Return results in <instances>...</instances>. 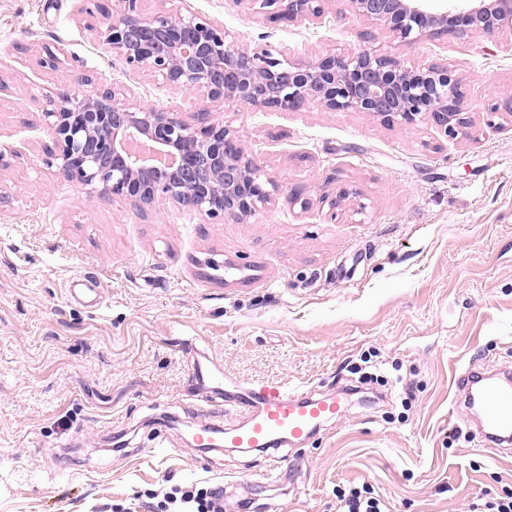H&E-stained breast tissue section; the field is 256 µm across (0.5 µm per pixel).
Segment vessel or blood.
<instances>
[{
	"label": "vessel or blood",
	"mask_w": 512,
	"mask_h": 512,
	"mask_svg": "<svg viewBox=\"0 0 512 512\" xmlns=\"http://www.w3.org/2000/svg\"><path fill=\"white\" fill-rule=\"evenodd\" d=\"M191 377L196 387L243 415L239 427L227 430L208 421L196 426L191 437L201 448L277 450L286 443L307 438L322 423L344 416L347 392L315 399L301 388L285 384L246 385L229 379L222 364L190 356ZM456 388L466 396V408H479L489 436L496 443L512 441V381H498L477 372H465Z\"/></svg>",
	"instance_id": "b4317fda"
}]
</instances>
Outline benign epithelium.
Masks as SVG:
<instances>
[{"label":"benign epithelium","mask_w":512,"mask_h":512,"mask_svg":"<svg viewBox=\"0 0 512 512\" xmlns=\"http://www.w3.org/2000/svg\"><path fill=\"white\" fill-rule=\"evenodd\" d=\"M141 0H120L112 13L104 0H85L82 11L105 18L98 37L125 66L163 88L197 93L210 101L249 109L298 112L316 105L329 112H365L413 128L429 123L450 138L472 136L460 80L448 67L416 71L368 50L318 58L305 65L267 50L238 45L224 28L177 7L151 17ZM277 4V19L314 21L323 0H261ZM353 15L405 42L423 36L512 29V0H346ZM38 66L62 71L48 49ZM89 79L57 80L44 93L42 126L50 139L46 165L69 182L144 213L160 199L220 222H241L279 195L304 213L314 206L301 189L284 192L241 146L235 131L209 121L202 109L183 112L144 106L115 88L83 89ZM359 197L340 184L319 198L331 217Z\"/></svg>","instance_id":"1"}]
</instances>
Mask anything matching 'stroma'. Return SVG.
I'll return each instance as SVG.
<instances>
[{
    "instance_id": "stroma-1",
    "label": "stroma",
    "mask_w": 512,
    "mask_h": 512,
    "mask_svg": "<svg viewBox=\"0 0 512 512\" xmlns=\"http://www.w3.org/2000/svg\"><path fill=\"white\" fill-rule=\"evenodd\" d=\"M178 6L296 63L364 48L446 66L474 135L164 89L112 57L81 0H0V147L21 152L0 169V512H161L192 485L223 488L224 512H337L362 485L388 512H476L512 491V457L485 452L452 411L469 363L512 369V117L487 113L512 97V30L407 43L345 0L314 22L248 0ZM48 48L73 77L137 102L208 110L284 189L316 198L342 181L360 199L332 218L281 196L212 224L87 193L44 163L42 94L56 77L36 60ZM191 337L245 384L357 392L244 500L235 482L263 471V452L189 442L198 422L240 419L193 387Z\"/></svg>"
}]
</instances>
